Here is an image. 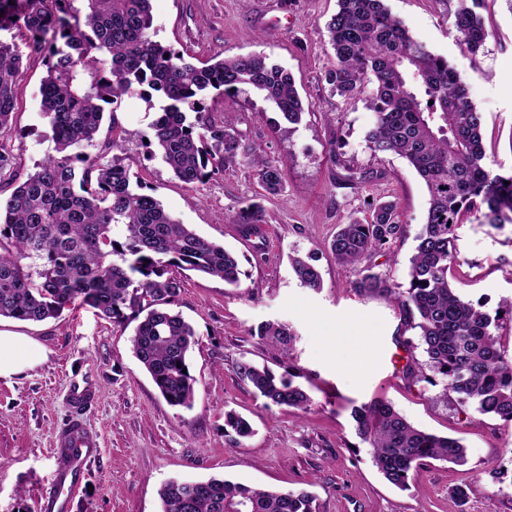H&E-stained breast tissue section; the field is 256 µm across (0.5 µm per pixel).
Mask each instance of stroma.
<instances>
[{
    "label": "stroma",
    "instance_id": "1",
    "mask_svg": "<svg viewBox=\"0 0 512 512\" xmlns=\"http://www.w3.org/2000/svg\"><path fill=\"white\" fill-rule=\"evenodd\" d=\"M387 5L415 38L463 73L484 115L486 152L511 170L512 5L487 0L482 14L491 36L474 61L451 33L457 0ZM336 10L337 0H152L156 40L184 56L260 53L292 74L305 114L289 134L277 131L280 114L257 92L206 101L215 122L231 118L245 143L285 163V190L266 194L243 166L201 184L180 182L144 146L153 113L138 95L123 97L119 117L129 132L131 174L154 189L173 217L234 253L241 284L230 288L215 277L180 274L173 308L198 339L189 357L197 380L189 409L170 406L133 356L137 319L120 328L78 305L42 323L0 320V327L34 338L43 354L33 368L0 378V512H39L56 468L49 448L73 415L69 392L78 386L97 393L83 419L102 451L89 463L70 512H160L164 482L212 476L261 489L307 488L317 512H512V422L465 416L439 400L417 330L393 301L357 292L355 273L331 253L340 225L365 219L366 199L387 197L396 201L406 231L368 264L390 282L405 283L429 206L426 186L406 160L379 158L367 148L373 114L365 101L334 96L325 82L333 62L325 24ZM44 74L41 57L25 53L10 140L23 173L53 146L40 112ZM332 150L339 164L330 163ZM353 172L367 175L362 188L350 182ZM253 198L265 210L267 248L250 246L232 222L240 203ZM457 236L460 265L452 282L463 297L495 311L512 297V225L496 231L470 215ZM295 253L313 255L321 291L299 285L289 263ZM267 320L288 324L293 341L285 347L261 341L254 331ZM244 360L297 373L312 398L309 409L256 396L236 372ZM374 399L390 402L419 429L459 439L466 464L432 462L406 491L389 484L351 417L353 407ZM230 410L249 420L250 438L237 443L225 435ZM457 485L469 489L465 504L450 494Z\"/></svg>",
    "mask_w": 512,
    "mask_h": 512
}]
</instances>
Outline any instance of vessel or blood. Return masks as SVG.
<instances>
[{"instance_id": "1", "label": "vessel or blood", "mask_w": 512, "mask_h": 512, "mask_svg": "<svg viewBox=\"0 0 512 512\" xmlns=\"http://www.w3.org/2000/svg\"><path fill=\"white\" fill-rule=\"evenodd\" d=\"M92 400L93 394L87 389L75 391L72 395L75 414L51 450L52 455H66L67 460L57 466L53 484L40 503V512H68L71 490L81 482L87 461L100 452L97 437L85 428L80 417Z\"/></svg>"}]
</instances>
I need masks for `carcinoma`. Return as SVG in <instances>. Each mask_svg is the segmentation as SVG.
I'll list each match as a JSON object with an SVG mask.
<instances>
[{
  "label": "carcinoma",
  "instance_id": "1",
  "mask_svg": "<svg viewBox=\"0 0 512 512\" xmlns=\"http://www.w3.org/2000/svg\"><path fill=\"white\" fill-rule=\"evenodd\" d=\"M73 2L0 0V30H24L44 61L40 106L53 142V152L34 171L14 169L7 141L22 55L0 40V189L10 190L0 199V317L43 322L76 303L115 325L126 322L129 310L142 313L131 338L135 357L169 405L190 408L197 380L188 355L195 332L171 310L181 281L170 269L216 277L234 288L241 270L233 253L175 219L140 179H132L118 102L137 93L155 110L146 148L156 146L180 181L195 185L220 169L246 165L268 194L284 191L283 161L244 143L229 118L222 125L212 121L206 97L252 89L289 124L300 122L303 103L290 73L261 54L193 64L154 40L152 0H85L82 18ZM483 2L457 0L452 23L455 39L473 58L489 37ZM326 33L334 52L325 75L331 92L345 100L364 96L373 112L367 148L376 156L405 158L429 194L407 285L390 283L366 264L405 232L391 200L367 203L369 217L341 225L330 249L356 272L357 291L396 302L418 330L426 365L442 384L440 399L452 393L460 412L511 422L512 361L496 334L500 316L465 299L449 275L463 215L494 230L512 224V171L488 160L483 114L460 71L415 39L385 0H338ZM106 118L109 135L102 138ZM91 147L96 153L88 152ZM232 219L245 236L266 223L256 201L244 203ZM290 261L302 287L323 288L312 256ZM256 335L283 346L292 340L288 326L270 321ZM237 374L270 404L310 406V395L288 370L277 375L242 361ZM351 415L374 466L402 490L431 460L465 462L458 440L415 428L387 401L374 399ZM224 428L240 439L253 433L232 411L224 414ZM159 496L162 512H314L305 491L257 489L215 477L170 480Z\"/></svg>",
  "mask_w": 512,
  "mask_h": 512
}]
</instances>
